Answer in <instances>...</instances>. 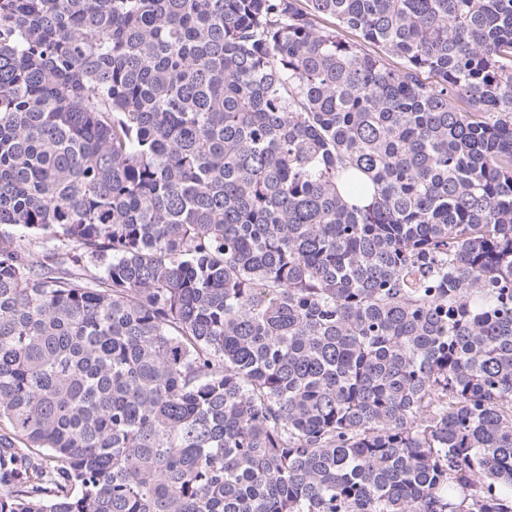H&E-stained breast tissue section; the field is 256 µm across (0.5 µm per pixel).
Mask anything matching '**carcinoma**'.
Returning a JSON list of instances; mask_svg holds the SVG:
<instances>
[{"label":"carcinoma","instance_id":"carcinoma-1","mask_svg":"<svg viewBox=\"0 0 512 512\" xmlns=\"http://www.w3.org/2000/svg\"><path fill=\"white\" fill-rule=\"evenodd\" d=\"M0 512H512V0H0Z\"/></svg>","mask_w":512,"mask_h":512}]
</instances>
